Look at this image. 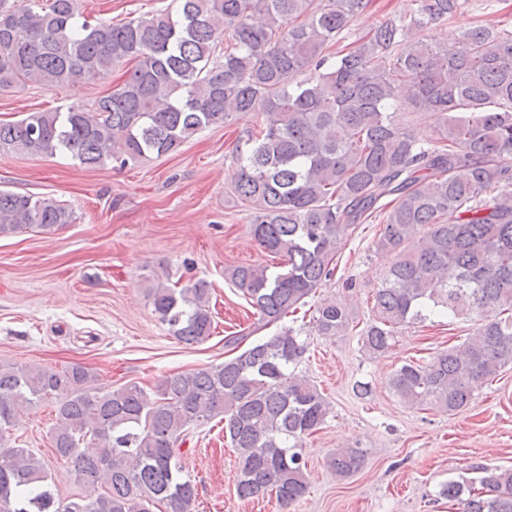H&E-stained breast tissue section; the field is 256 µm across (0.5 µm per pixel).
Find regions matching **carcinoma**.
Segmentation results:
<instances>
[{
  "instance_id": "cac0c4a2",
  "label": "carcinoma",
  "mask_w": 512,
  "mask_h": 512,
  "mask_svg": "<svg viewBox=\"0 0 512 512\" xmlns=\"http://www.w3.org/2000/svg\"><path fill=\"white\" fill-rule=\"evenodd\" d=\"M46 2L0 0V90L53 89L123 64L125 79L88 105L0 121V155L67 154L87 168H123L235 116L254 121L236 146L229 188L253 213L254 241L284 266L227 269L257 322L224 346L235 350L294 315L333 276L344 236L379 220L376 248L395 252V262L361 330L364 353L387 352L403 326L435 314L478 322L430 364L393 371V395L459 413L512 365V30L460 27L433 47L420 32L453 20L467 0H413L345 53L336 45L369 0H171L117 24L90 23L79 0ZM422 110L431 122L420 140L407 118ZM73 222L54 197L0 190V235ZM147 294L173 335L188 344L212 335L207 282L178 289L157 278ZM312 320L321 336L349 327L332 299ZM306 350L300 332L284 327L221 364L105 392L81 365L0 364V512H192L197 486L180 445L216 418L237 455V495L290 507L308 487L305 440L329 413L296 373ZM42 401L54 404L51 452L85 490L66 502L42 458L11 438L21 408ZM364 456L338 448L329 465L349 477ZM470 471L468 485L450 481L440 494L463 512H512L511 469Z\"/></svg>"
}]
</instances>
